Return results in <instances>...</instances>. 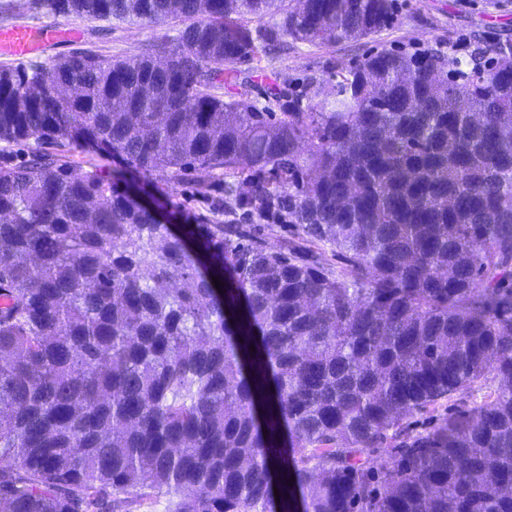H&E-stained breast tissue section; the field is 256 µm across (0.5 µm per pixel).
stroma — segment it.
<instances>
[{
  "label": "stroma",
  "instance_id": "stroma-1",
  "mask_svg": "<svg viewBox=\"0 0 512 512\" xmlns=\"http://www.w3.org/2000/svg\"><path fill=\"white\" fill-rule=\"evenodd\" d=\"M17 25L52 26L60 29L55 40L19 59L0 55V66L36 63L49 66L61 54L92 46L103 53L124 58L151 53L162 33L174 32V25L139 26L108 24L75 17L53 16L30 7L28 0H0V29ZM512 39V0H403L399 20L389 30L371 39L311 45L289 42L287 50L271 53L238 64V78L225 87V98H246L264 104L266 85L302 90L308 79L339 68L355 65L367 54L381 49L423 50L436 44L447 45L451 54L468 60L476 48L503 38ZM68 158L74 172L86 170L88 160L117 179L120 189L153 202L164 213L208 214L209 207L198 197L194 175L170 178L163 174L148 176L126 166L116 158L90 157L88 152L70 148ZM252 234L267 248L293 245L302 256L314 258L326 266L344 267V260L331 250L312 246L285 224H261Z\"/></svg>",
  "mask_w": 512,
  "mask_h": 512
}]
</instances>
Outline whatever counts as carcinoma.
<instances>
[{"mask_svg": "<svg viewBox=\"0 0 512 512\" xmlns=\"http://www.w3.org/2000/svg\"><path fill=\"white\" fill-rule=\"evenodd\" d=\"M32 5L173 20L154 52L179 61L0 67V512H512V42L373 52L276 112L278 86L260 108L217 82L286 36L374 37L397 0ZM31 139L52 149L13 161ZM71 146L192 171L346 266L219 208L162 224ZM490 375L482 403L410 428ZM225 224H261L259 226L251 225L250 231L257 239L268 249H279L286 244L293 245L295 251L301 256H313L315 260L324 266L333 268L345 267V261L337 255H334L330 249H320L312 246L310 243L302 240L292 227L285 224H266L257 221H251L242 215V210L229 212L224 209V216H221Z\"/></svg>", "mask_w": 512, "mask_h": 512, "instance_id": "carcinoma-1", "label": "carcinoma"}]
</instances>
